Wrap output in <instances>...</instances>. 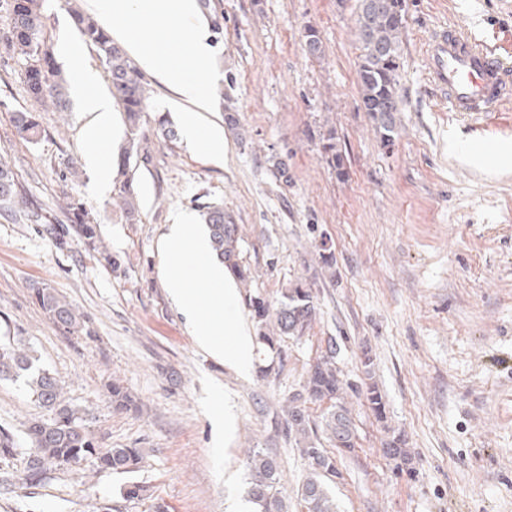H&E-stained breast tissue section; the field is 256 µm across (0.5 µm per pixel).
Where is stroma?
<instances>
[{"label": "stroma", "mask_w": 512, "mask_h": 512, "mask_svg": "<svg viewBox=\"0 0 512 512\" xmlns=\"http://www.w3.org/2000/svg\"><path fill=\"white\" fill-rule=\"evenodd\" d=\"M224 35L215 42L218 85L231 97L246 139L225 132L216 166L184 141L156 135L147 109L137 164L141 221L126 223L112 192L94 191L85 157L97 151L78 99L59 112L36 109L15 59L0 52V158L22 193L0 215V339L34 350L67 399L84 409L101 447L140 448L132 474L99 469L94 458L51 471L23 488L20 462L0 457V512H226L246 500L252 446L275 454L294 493L308 462L275 420L328 338L346 379L361 384L370 348L386 406L378 421L365 397L349 396L353 453L336 457L330 489L339 512H512V102L489 117L449 111L432 90L423 52L431 31L454 24L512 60V0H407L399 112L392 141L360 103L357 0H221ZM46 41L80 48L85 68L110 93L104 66L85 44L64 0H44ZM323 43L310 56L306 29ZM36 110L34 144L19 138L16 112ZM285 170H278V163ZM100 220L104 243L123 264L101 266L71 238L56 248L25 215L55 224L65 198ZM210 202L231 212L253 290L276 303L302 282L316 319L283 342L284 363L268 376L241 374L201 349L165 276V235L181 212L199 218ZM64 297L90 321L91 335L67 336L49 321L31 286ZM120 381L137 410L113 409ZM234 430L219 436L217 414ZM22 382H0V428L23 438L47 417ZM404 435L412 473L382 451L387 430ZM145 486L127 500L121 488Z\"/></svg>", "instance_id": "obj_1"}]
</instances>
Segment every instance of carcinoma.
<instances>
[{"label": "carcinoma", "mask_w": 512, "mask_h": 512, "mask_svg": "<svg viewBox=\"0 0 512 512\" xmlns=\"http://www.w3.org/2000/svg\"><path fill=\"white\" fill-rule=\"evenodd\" d=\"M44 0H10L5 19L3 48L6 54L23 62L21 75L27 91L40 105L68 109L67 80L56 63L43 36ZM200 11L211 31L224 34V9L217 0H199ZM72 22L84 42L97 51L112 86V94L123 106L128 124L127 145L119 155L115 176L117 202L129 224L140 222L138 192L134 171L140 157L139 135L145 112L147 91L134 61L114 42L110 32L92 15L69 5ZM405 20H398L386 8L369 7L359 16L356 37L360 45L359 81L361 103L373 114L379 131L390 139L396 130L395 112L399 111L396 92L397 72L402 64V38ZM13 123L21 139L33 143L42 130L36 113L15 112ZM157 136L165 142L178 139L179 131L166 118L157 121ZM18 195V183L12 169L0 160V208L7 209ZM71 226L47 224L44 231L54 245H68L69 229H74L86 251L105 261L113 269L121 268V259L112 254L98 231V220L83 202L69 197L63 207ZM201 212L207 226L212 256L224 264L243 287L253 281L249 265L241 257L239 225L220 205H203ZM32 290L48 319L61 332L79 335L86 331V316L52 289L34 285ZM249 306L258 327V343L263 354L281 357L280 343L299 339L315 320L316 308L311 289L303 286L286 288L277 304H268L260 295H249ZM24 380L29 394L40 406L51 411L47 419L34 418L26 426L29 448L20 459L24 480L36 487L46 479L53 467H67L88 456L99 460L103 469L133 473L143 459L139 448H100L87 424L85 412L65 398L62 381L50 371L38 368L31 351L21 343L0 341V381ZM115 408L137 409L124 387L114 382L109 386ZM352 389L337 366V345L328 339L326 351L306 371L301 389L288 398V440L300 448L308 460L309 472L295 493L297 505L305 512H338L329 483L336 478V457L326 448L330 443L340 451L355 448L356 433L348 406L347 391ZM365 397L375 415L384 418L385 406L379 389L366 385ZM325 403L320 420L313 419L310 403ZM384 454L402 470L411 465L406 440L400 433L391 434L385 442ZM17 455L14 434L0 428V456ZM249 500L260 512H288V497L280 482V462L270 452L257 446L249 450Z\"/></svg>", "instance_id": "carcinoma-1"}]
</instances>
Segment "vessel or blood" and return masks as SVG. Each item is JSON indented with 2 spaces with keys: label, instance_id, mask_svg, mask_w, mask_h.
Wrapping results in <instances>:
<instances>
[{
  "label": "vessel or blood",
  "instance_id": "obj_1",
  "mask_svg": "<svg viewBox=\"0 0 512 512\" xmlns=\"http://www.w3.org/2000/svg\"><path fill=\"white\" fill-rule=\"evenodd\" d=\"M425 61L432 87L453 111L488 114L512 100V66L460 28L434 32Z\"/></svg>",
  "mask_w": 512,
  "mask_h": 512
}]
</instances>
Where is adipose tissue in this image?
Returning a JSON list of instances; mask_svg holds the SVG:
<instances>
[{
	"instance_id": "obj_1",
	"label": "adipose tissue",
	"mask_w": 512,
	"mask_h": 512,
	"mask_svg": "<svg viewBox=\"0 0 512 512\" xmlns=\"http://www.w3.org/2000/svg\"><path fill=\"white\" fill-rule=\"evenodd\" d=\"M78 93L90 115L86 139L108 143L114 129V109L109 97L95 92V74L81 72ZM166 281L172 298L189 319L200 347L223 358L225 366L248 373L252 367V334L238 312V291L230 272L210 255L209 242L189 217L180 216L166 235ZM210 291L208 307L198 306V286Z\"/></svg>"
}]
</instances>
